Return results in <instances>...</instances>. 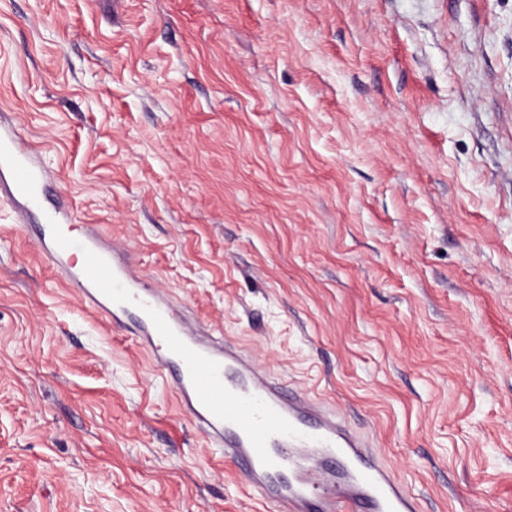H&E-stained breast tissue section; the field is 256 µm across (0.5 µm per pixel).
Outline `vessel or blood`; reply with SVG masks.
I'll list each match as a JSON object with an SVG mask.
<instances>
[{"label": "vessel or blood", "instance_id": "b4317fda", "mask_svg": "<svg viewBox=\"0 0 512 512\" xmlns=\"http://www.w3.org/2000/svg\"><path fill=\"white\" fill-rule=\"evenodd\" d=\"M49 178L17 132H0V195L38 207ZM69 219L57 210L41 226L39 241L56 271L87 306L154 352L161 377L209 445L273 512H418L366 434L178 311L96 230L73 235Z\"/></svg>", "mask_w": 512, "mask_h": 512}]
</instances>
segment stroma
I'll return each mask as SVG.
<instances>
[{
    "instance_id": "stroma-1",
    "label": "stroma",
    "mask_w": 512,
    "mask_h": 512,
    "mask_svg": "<svg viewBox=\"0 0 512 512\" xmlns=\"http://www.w3.org/2000/svg\"><path fill=\"white\" fill-rule=\"evenodd\" d=\"M0 121L419 512H512V0H0ZM0 512H268L2 202Z\"/></svg>"
}]
</instances>
